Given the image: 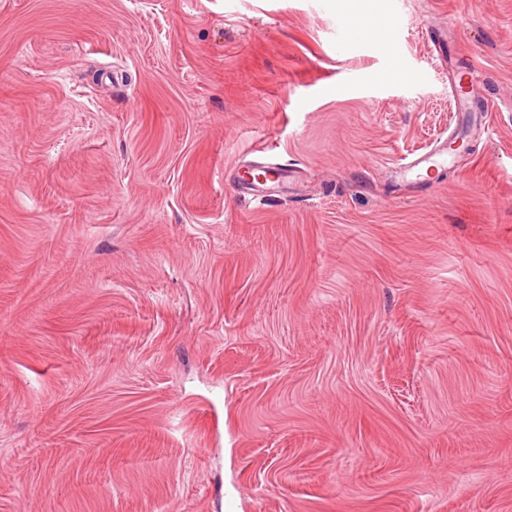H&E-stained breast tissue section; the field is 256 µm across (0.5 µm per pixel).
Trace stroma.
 Here are the masks:
<instances>
[{"label": "stroma", "instance_id": "1", "mask_svg": "<svg viewBox=\"0 0 512 512\" xmlns=\"http://www.w3.org/2000/svg\"><path fill=\"white\" fill-rule=\"evenodd\" d=\"M343 15L0 0V512H512V0Z\"/></svg>", "mask_w": 512, "mask_h": 512}]
</instances>
